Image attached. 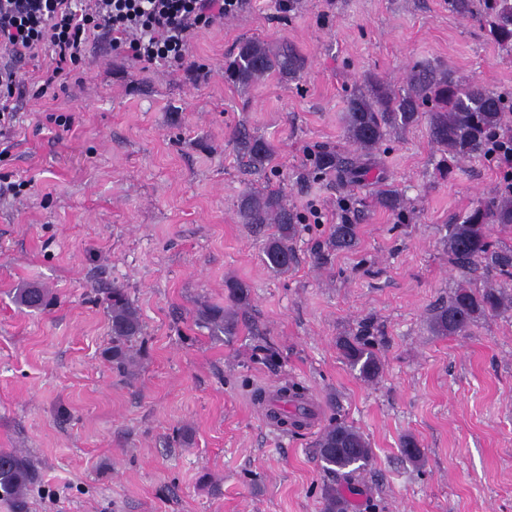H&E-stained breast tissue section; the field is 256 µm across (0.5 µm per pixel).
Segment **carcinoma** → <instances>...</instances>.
<instances>
[{"label": "carcinoma", "instance_id": "obj_1", "mask_svg": "<svg viewBox=\"0 0 512 512\" xmlns=\"http://www.w3.org/2000/svg\"><path fill=\"white\" fill-rule=\"evenodd\" d=\"M449 7L460 17L480 12L485 16L488 36L499 46L512 50V0H451ZM305 67L303 56L288 45L271 46L258 39H246L224 67V79L245 90L266 75L277 72L292 80L300 78ZM512 114V99L497 94L479 81L462 83L449 73H436L417 62L406 78V88L397 92L391 85L373 81L365 93L350 98L343 118L345 139L350 150L317 145L308 154V171L319 179L330 173L350 179L367 177L373 160L388 137L405 131L421 117L428 118L429 137L437 150L454 164L476 158H488V149L500 140V131ZM240 149L248 167L261 171L275 160L276 148L261 136L243 133ZM377 202L402 218L404 195L377 177ZM504 189L471 208L458 224L447 226L444 246L455 266L470 274L491 269L497 279L481 288L462 283L448 303L433 310L432 331L438 336L464 335L480 320L512 308V249L492 240L493 226H512V189ZM243 224L269 230L262 247V261L272 271L286 274L294 266L293 240L298 232L297 215L288 209L279 192L256 190L244 194L238 206ZM359 225L348 218L334 225L329 240L332 250L356 246ZM231 305L200 303L194 322L219 339L237 334L246 323L248 289L238 281L226 283ZM19 305L40 310L49 302V292L38 286L16 289ZM108 313L112 330V365L134 374L137 359L132 343L142 335L140 314L126 289L114 285ZM344 359L366 381L375 380L382 369L375 345L369 341V327L364 324L353 336L340 340ZM291 410L278 412L279 419L293 427L303 425L311 416L304 394L283 395ZM316 448L321 466L329 474L347 475L364 469L372 459V448L365 435L344 421H330L320 433ZM38 471L30 456L21 449H0V501L9 503L14 512H27V494L37 480ZM323 512H345L336 488L323 494Z\"/></svg>", "mask_w": 512, "mask_h": 512}]
</instances>
